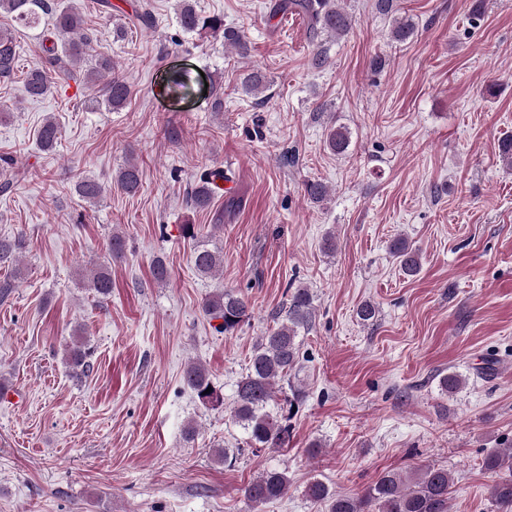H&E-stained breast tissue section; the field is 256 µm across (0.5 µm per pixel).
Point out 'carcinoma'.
<instances>
[{
    "label": "carcinoma",
    "instance_id": "obj_1",
    "mask_svg": "<svg viewBox=\"0 0 512 512\" xmlns=\"http://www.w3.org/2000/svg\"><path fill=\"white\" fill-rule=\"evenodd\" d=\"M0 10L12 14L26 27H36L45 18L50 19L52 37L41 43L40 64L26 73L21 85V94L26 99L38 100L54 86L69 84L80 79L94 84L102 73L114 70L111 60L105 56L91 57L94 33L85 26L81 11L74 6L59 7L53 0H0ZM274 12L282 15H301L307 19L312 35L342 36L352 29V17L331 4V0H277ZM182 31L198 35L224 38V45L236 49L240 54L248 52L247 36L241 30L224 26L223 20L206 17L197 11L189 0H183L178 13ZM152 13L142 9L128 21L118 25L116 35L127 29L151 28ZM416 31L414 22L406 17L393 20L391 35L397 42L411 39ZM18 63L17 45L13 36L0 32V78L15 74ZM245 91L261 94L270 86L265 73L258 69L247 72L242 79ZM130 95L124 78L112 75L102 88V97L108 107H122ZM59 135L57 123L47 118L39 129L41 146L49 150L54 147ZM327 148L344 154L349 147L348 131L343 126L329 130ZM224 178V169L214 167L203 171L196 179L190 195L193 208H210L215 195L216 181ZM117 184L127 193H135L141 185L140 169L133 163L121 167L116 174ZM304 195L320 203L329 195V188L320 181L304 183ZM76 193L88 203H96L103 193L102 185L94 179H81L75 184ZM25 247L22 236L0 238V268L11 270L9 276L0 280V298L10 296L14 282L21 275L18 253ZM390 251L409 276L420 270V256L404 237H397L390 244ZM193 265L200 276L213 275L223 267L221 252L205 242L196 243ZM87 287L106 298L112 293V277L108 267L97 265L90 270ZM205 316L219 319L220 333L231 334L248 319V302L239 292L226 290L206 297L202 304ZM313 298L308 288L294 289L286 301L285 316L275 322L254 346L245 377L237 385L231 417L247 435V445L252 448L277 450L288 445V416L278 402L277 389L288 372L300 362V333L310 328L313 318ZM87 343L81 336L73 337L65 349V362L73 373L80 375L89 368ZM184 382L196 392L204 406L216 409L224 405V399L212 381L208 371L197 363H190L183 373ZM464 379L454 373L440 375L442 393L451 396L460 390ZM211 392H206V389ZM484 468L499 475L490 488V497L497 512H512V441L504 443L483 460ZM288 475L284 470L264 469L244 488V497L250 512H262L265 504L283 497L288 492ZM452 479L448 470L425 466L408 475L384 472L361 495L348 496L332 491L324 482L315 479L308 483L305 495L325 503L328 512H450Z\"/></svg>",
    "mask_w": 512,
    "mask_h": 512
}]
</instances>
